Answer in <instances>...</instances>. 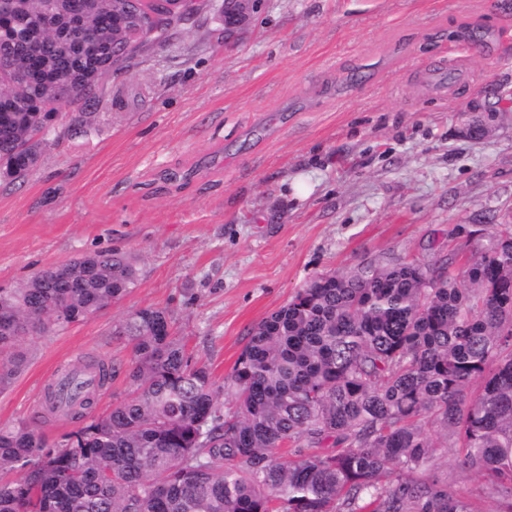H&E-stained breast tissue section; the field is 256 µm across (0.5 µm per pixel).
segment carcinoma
<instances>
[{
    "instance_id": "1",
    "label": "carcinoma",
    "mask_w": 512,
    "mask_h": 512,
    "mask_svg": "<svg viewBox=\"0 0 512 512\" xmlns=\"http://www.w3.org/2000/svg\"><path fill=\"white\" fill-rule=\"evenodd\" d=\"M24 0L0 58L27 74L0 83V167L14 180L64 104L99 97L139 45L121 0ZM193 7L157 0L141 28L165 40ZM49 20L42 40L29 27ZM453 258L364 262L319 276L257 323L227 381L192 362L168 314L139 309L113 326L126 364L90 361L47 388L45 407L84 424L63 443L0 425V512H512V225L459 274ZM0 290V386L19 373L22 337L85 320L138 283L125 255L83 254ZM128 390L89 418L96 394ZM235 409L224 412V396ZM444 438L436 442L431 428ZM452 452L478 487L430 475ZM127 385V381L124 379L123 375H120L113 382L111 381L106 389L101 391L91 415L97 416L106 413L110 408H112L113 395H124Z\"/></svg>"
}]
</instances>
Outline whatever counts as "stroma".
Returning <instances> with one entry per match:
<instances>
[{
	"label": "stroma",
	"instance_id": "stroma-1",
	"mask_svg": "<svg viewBox=\"0 0 512 512\" xmlns=\"http://www.w3.org/2000/svg\"><path fill=\"white\" fill-rule=\"evenodd\" d=\"M192 5L99 99L62 108L24 179L0 176V289L100 249L138 275L96 315L23 338L0 425L61 442L75 423L45 416L47 386L84 359L128 361L112 327L136 310H166L220 384L311 279L463 260L512 220V0H260L229 41L214 0ZM466 23L481 51L455 41ZM75 111L87 135H70Z\"/></svg>",
	"mask_w": 512,
	"mask_h": 512
}]
</instances>
